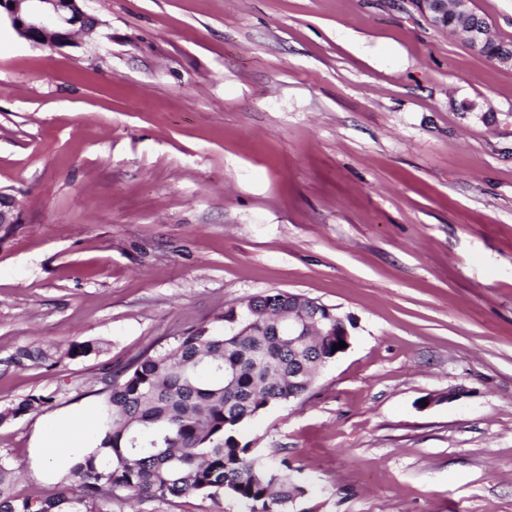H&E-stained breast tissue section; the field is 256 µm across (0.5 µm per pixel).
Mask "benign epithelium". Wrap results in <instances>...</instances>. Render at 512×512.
<instances>
[{
	"label": "benign epithelium",
	"instance_id": "7a95c632",
	"mask_svg": "<svg viewBox=\"0 0 512 512\" xmlns=\"http://www.w3.org/2000/svg\"><path fill=\"white\" fill-rule=\"evenodd\" d=\"M81 0H0V13L10 21L14 30L31 43L53 49L69 41L72 29L91 34L97 21L80 6ZM434 26L445 29L443 21L448 10L456 14L468 11L469 0H412ZM464 35L470 47L479 49L490 38L489 24L482 20L472 23ZM19 223V212L13 196L0 191V225ZM318 301H310V310L298 309L288 320L275 326V335L288 337V346L303 345L306 336L317 327Z\"/></svg>",
	"mask_w": 512,
	"mask_h": 512
}]
</instances>
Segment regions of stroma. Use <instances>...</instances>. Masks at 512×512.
<instances>
[{
  "label": "stroma",
  "instance_id": "stroma-1",
  "mask_svg": "<svg viewBox=\"0 0 512 512\" xmlns=\"http://www.w3.org/2000/svg\"><path fill=\"white\" fill-rule=\"evenodd\" d=\"M82 7L53 50L0 22V410L52 398L0 423L14 494L50 492L33 437L100 409L106 369L282 291L355 322L240 430L297 470L293 512H512V67L411 0ZM74 341L98 350L10 361ZM52 401L51 396H30L17 405L5 409L0 412V422H3L9 418H17L18 416L24 415L31 410H38L39 408L49 404Z\"/></svg>",
  "mask_w": 512,
  "mask_h": 512
}]
</instances>
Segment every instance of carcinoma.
I'll list each match as a JSON object with an SVG mask.
<instances>
[{
  "mask_svg": "<svg viewBox=\"0 0 512 512\" xmlns=\"http://www.w3.org/2000/svg\"><path fill=\"white\" fill-rule=\"evenodd\" d=\"M291 307L286 292L258 294L240 308L251 330L227 336L222 326L195 327L111 374L93 450L69 472L74 491L20 499L11 490L13 469L0 457V512H106L119 492L159 502L227 496L248 512H286L306 493L288 474V459L274 464L238 436L288 392L306 393L317 369L336 357L334 336L291 349L288 337L274 335L276 318ZM12 360L56 364L30 348ZM51 401L30 396L1 411L0 422Z\"/></svg>",
  "mask_w": 512,
  "mask_h": 512,
  "instance_id": "1",
  "label": "carcinoma"
}]
</instances>
